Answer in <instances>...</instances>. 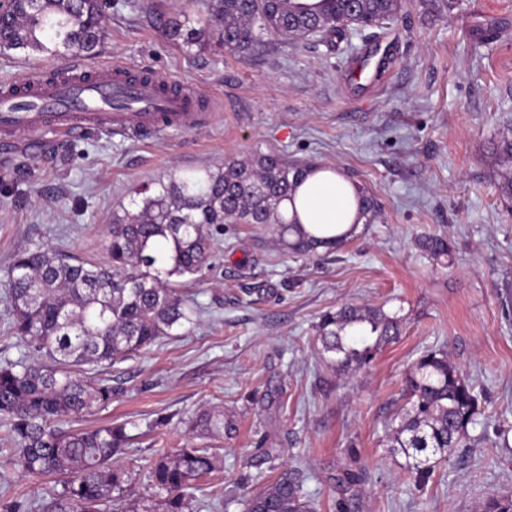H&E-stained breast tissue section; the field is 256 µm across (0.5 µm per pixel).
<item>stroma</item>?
Segmentation results:
<instances>
[{
  "label": "stroma",
  "mask_w": 512,
  "mask_h": 512,
  "mask_svg": "<svg viewBox=\"0 0 512 512\" xmlns=\"http://www.w3.org/2000/svg\"><path fill=\"white\" fill-rule=\"evenodd\" d=\"M140 2L110 10L96 62L149 68L221 105L209 125L160 139L91 130L0 153V362L32 355L5 331L16 254L51 247L103 263L113 216L135 211L158 181L260 153L332 165L374 195L381 221L317 257L292 255L273 229L224 225L184 287L194 322L107 366L112 403L80 427L126 424L131 440L114 464L129 475L124 503L143 507L159 496L151 461L176 448L215 455L192 512H242V496L288 469L314 512H480L491 495L512 497V211L492 152L512 133V0H458L449 14L401 0L377 30L272 37L247 59L163 35L158 19L196 17L195 0ZM379 53V80L353 79ZM426 235L446 237L450 255L420 249ZM344 305L382 308L400 329L357 371L337 370L317 339L321 316ZM428 350L458 367L481 416L421 487L392 452L391 429L405 377ZM209 410L223 411L228 431L193 432ZM6 434L0 424V512H42L54 482L22 473Z\"/></svg>",
  "instance_id": "stroma-1"
}]
</instances>
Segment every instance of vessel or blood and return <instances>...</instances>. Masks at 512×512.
<instances>
[{
  "instance_id": "1",
  "label": "vessel or blood",
  "mask_w": 512,
  "mask_h": 512,
  "mask_svg": "<svg viewBox=\"0 0 512 512\" xmlns=\"http://www.w3.org/2000/svg\"><path fill=\"white\" fill-rule=\"evenodd\" d=\"M216 105L190 84L137 75L121 63L91 69L70 60L54 75L31 73L0 95V148L35 144L47 133L74 138L91 128L162 137L199 127Z\"/></svg>"
}]
</instances>
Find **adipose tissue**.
<instances>
[{"instance_id":"adipose-tissue-1","label":"adipose tissue","mask_w":512,"mask_h":512,"mask_svg":"<svg viewBox=\"0 0 512 512\" xmlns=\"http://www.w3.org/2000/svg\"><path fill=\"white\" fill-rule=\"evenodd\" d=\"M282 210L288 219L319 238L349 232L358 222L354 186L342 170L313 166Z\"/></svg>"}]
</instances>
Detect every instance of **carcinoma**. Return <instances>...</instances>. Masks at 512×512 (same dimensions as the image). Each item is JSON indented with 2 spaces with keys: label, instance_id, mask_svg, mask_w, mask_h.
Wrapping results in <instances>:
<instances>
[{
  "label": "carcinoma",
  "instance_id": "carcinoma-1",
  "mask_svg": "<svg viewBox=\"0 0 512 512\" xmlns=\"http://www.w3.org/2000/svg\"><path fill=\"white\" fill-rule=\"evenodd\" d=\"M107 0H0V53L24 51L63 59L94 56L106 37ZM399 0H205L203 25L177 19L162 24L165 37L192 47L216 39L242 58L265 37L296 40L369 28L392 18ZM493 151L501 196L512 201V135ZM305 178L273 154L232 161L218 172L193 173L158 183L134 212L115 215L108 226L110 262L97 265L53 249L18 255L7 271L8 330L33 344L30 362L0 364V418L7 427L22 472L59 478L43 512H103L122 494L128 475L112 466L126 447L124 424L94 430L65 428L112 403V379L87 369L112 363L192 321L193 310L179 293L200 274L213 241L212 227L255 224L274 227L288 248L314 253L334 243L307 235L286 219L281 206ZM360 216L380 218L376 199L356 186ZM421 248L435 257L450 252L448 240L428 236ZM400 335L397 321L375 308L341 306L321 316L317 338L341 371L360 369ZM406 405L392 429V448L412 460L415 481L429 480L434 464L461 447L468 426L477 424L479 400L472 386L440 351L418 358L405 380ZM193 429L224 431V414L206 411ZM213 460L199 448L159 456L150 470L160 500L145 512H190L193 480L211 471ZM243 512H311L299 473L286 470L261 493L243 497ZM483 512H512V499L491 496Z\"/></svg>",
  "mask_w": 512,
  "mask_h": 512
}]
</instances>
